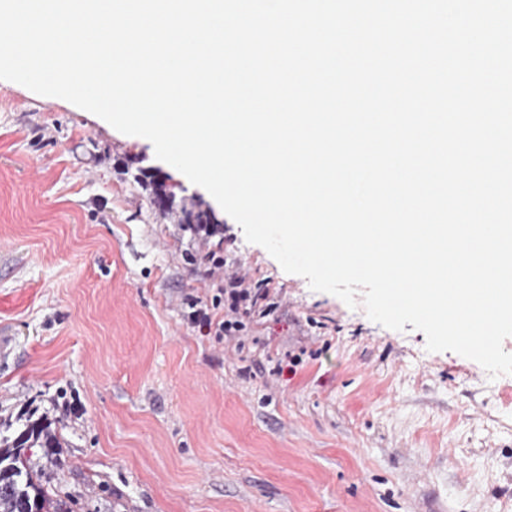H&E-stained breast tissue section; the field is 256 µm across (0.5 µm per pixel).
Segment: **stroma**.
<instances>
[{
  "mask_svg": "<svg viewBox=\"0 0 512 512\" xmlns=\"http://www.w3.org/2000/svg\"><path fill=\"white\" fill-rule=\"evenodd\" d=\"M219 213L169 221L136 169ZM267 291L193 323L214 260ZM47 418L72 512H512V385L286 273L202 187L70 102L0 82V417Z\"/></svg>",
  "mask_w": 512,
  "mask_h": 512,
  "instance_id": "stroma-1",
  "label": "stroma"
}]
</instances>
